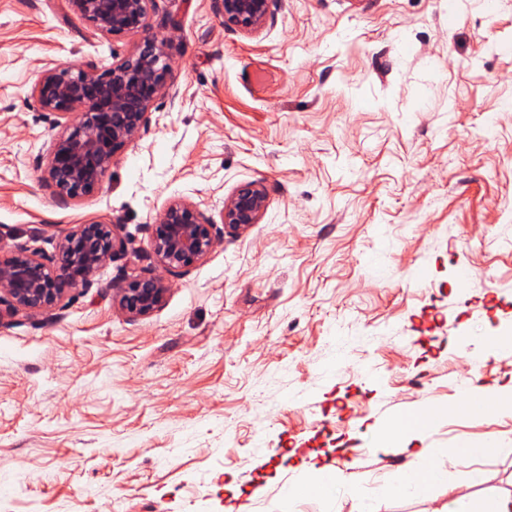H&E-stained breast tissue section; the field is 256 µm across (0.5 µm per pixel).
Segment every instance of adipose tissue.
I'll return each instance as SVG.
<instances>
[{
    "label": "adipose tissue",
    "mask_w": 512,
    "mask_h": 512,
    "mask_svg": "<svg viewBox=\"0 0 512 512\" xmlns=\"http://www.w3.org/2000/svg\"><path fill=\"white\" fill-rule=\"evenodd\" d=\"M416 422L414 425L399 428L393 425L375 431L373 435V450L377 453L389 452L395 441H403L411 446L416 464L407 470L402 477L394 483L379 486L378 491L386 497L400 498L422 493L430 484L444 479L445 472L440 468L432 449L426 448L423 441L428 432H431L441 414L439 407L421 405L416 407ZM308 480L291 483L283 489L285 500H296L315 497L329 499L334 497L339 488L335 473L328 467H310Z\"/></svg>",
    "instance_id": "1"
}]
</instances>
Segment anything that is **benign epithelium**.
<instances>
[{
  "label": "benign epithelium",
  "instance_id": "1",
  "mask_svg": "<svg viewBox=\"0 0 512 512\" xmlns=\"http://www.w3.org/2000/svg\"><path fill=\"white\" fill-rule=\"evenodd\" d=\"M94 31L106 36L151 28L147 0H74ZM224 28L243 35L262 30L275 0H217ZM170 43L147 37L130 55L105 69L90 64H56L40 72L31 95L53 117L44 180L62 200L97 193L114 157L150 130V108L171 93ZM268 204L267 188L242 183L224 200L222 223L234 233L260 223ZM0 231V325L20 311L55 309L75 288H90L106 260L127 250L120 225L103 219L75 224L56 241L52 253L26 242L4 243ZM213 222L191 201L167 203L152 227L150 250L166 273L185 271L215 248ZM169 284L160 274L134 275L113 289L112 300L132 318L160 308Z\"/></svg>",
  "mask_w": 512,
  "mask_h": 512
}]
</instances>
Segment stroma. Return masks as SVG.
I'll use <instances>...</instances> for the list:
<instances>
[{
    "instance_id": "35a3bbf8",
    "label": "stroma",
    "mask_w": 512,
    "mask_h": 512,
    "mask_svg": "<svg viewBox=\"0 0 512 512\" xmlns=\"http://www.w3.org/2000/svg\"><path fill=\"white\" fill-rule=\"evenodd\" d=\"M147 7L176 96L99 193L63 201L41 180L51 121L31 87L143 37L92 34L71 0H0V225L49 250L100 217L130 242L93 287L0 325V512H282L306 476L292 448L324 451L349 483L396 476L412 456L370 451L388 412L450 405L465 372L512 383V356L487 343L512 329V2L489 16L456 0L450 18L443 0H276L250 36L216 0ZM245 181L269 205L232 234L224 200ZM173 199L220 243L128 317L111 288L156 270L151 226ZM493 434L512 445V415L442 416L424 445ZM502 495L512 454L372 507Z\"/></svg>"
}]
</instances>
